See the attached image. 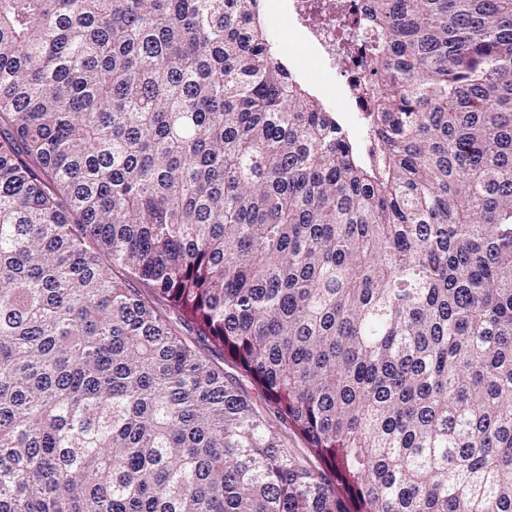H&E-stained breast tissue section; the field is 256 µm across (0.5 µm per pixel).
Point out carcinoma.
Masks as SVG:
<instances>
[{
  "instance_id": "1",
  "label": "carcinoma",
  "mask_w": 512,
  "mask_h": 512,
  "mask_svg": "<svg viewBox=\"0 0 512 512\" xmlns=\"http://www.w3.org/2000/svg\"><path fill=\"white\" fill-rule=\"evenodd\" d=\"M260 2L0 0V512H512V0H364L361 151Z\"/></svg>"
}]
</instances>
